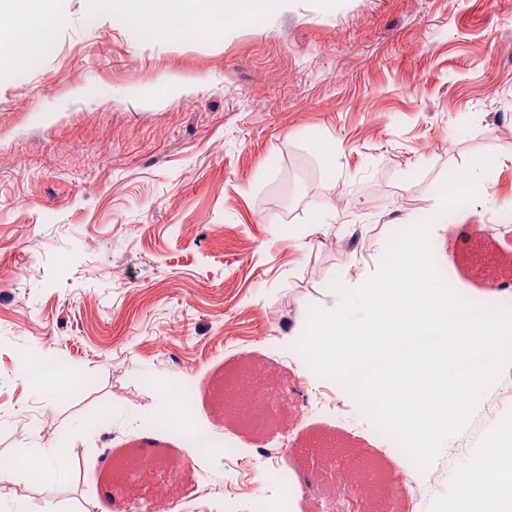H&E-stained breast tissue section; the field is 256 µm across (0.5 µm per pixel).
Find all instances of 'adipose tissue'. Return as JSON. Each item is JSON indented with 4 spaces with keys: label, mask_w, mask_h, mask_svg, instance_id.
I'll list each match as a JSON object with an SVG mask.
<instances>
[{
    "label": "adipose tissue",
    "mask_w": 512,
    "mask_h": 512,
    "mask_svg": "<svg viewBox=\"0 0 512 512\" xmlns=\"http://www.w3.org/2000/svg\"><path fill=\"white\" fill-rule=\"evenodd\" d=\"M39 13L9 26L0 40L5 53L18 61L35 54L50 36L43 19L52 0H40ZM94 16L113 13L136 28L143 40L154 41L175 31L200 29L207 22L235 19L256 23L277 10L280 0H94ZM448 512H512V434L491 440L475 466L456 482Z\"/></svg>",
    "instance_id": "1"
}]
</instances>
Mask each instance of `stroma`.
<instances>
[{"label": "stroma", "instance_id": "1", "mask_svg": "<svg viewBox=\"0 0 512 512\" xmlns=\"http://www.w3.org/2000/svg\"><path fill=\"white\" fill-rule=\"evenodd\" d=\"M27 63L0 58V512H131L186 460L184 512H249L285 454L295 512H442L508 411L496 390L421 476L290 349L311 307L377 268L389 236L432 214L451 172L491 154L480 198L441 218L456 287L512 307V0H282L262 23L153 43L91 0ZM68 373L26 381L17 353ZM267 380L283 430L224 415V386ZM188 382L193 420L241 448L200 463L170 431L157 381ZM67 433L64 472L19 464ZM152 460L143 480L128 452ZM379 493L353 495L350 458Z\"/></svg>", "mask_w": 512, "mask_h": 512}]
</instances>
